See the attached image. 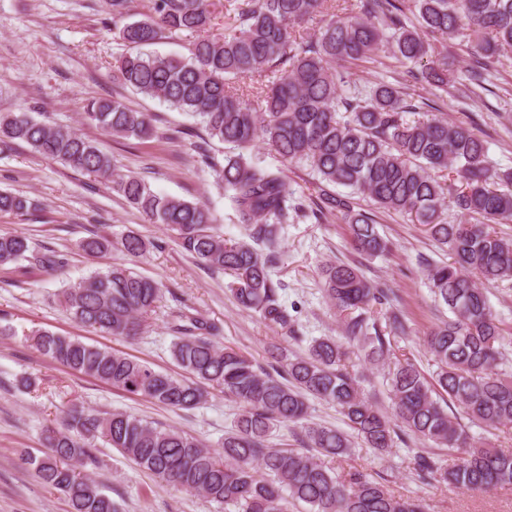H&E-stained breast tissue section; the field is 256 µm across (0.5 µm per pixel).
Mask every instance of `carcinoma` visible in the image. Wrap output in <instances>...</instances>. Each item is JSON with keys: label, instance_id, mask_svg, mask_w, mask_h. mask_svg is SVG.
Returning <instances> with one entry per match:
<instances>
[{"label": "carcinoma", "instance_id": "carcinoma-1", "mask_svg": "<svg viewBox=\"0 0 512 512\" xmlns=\"http://www.w3.org/2000/svg\"><path fill=\"white\" fill-rule=\"evenodd\" d=\"M130 2L109 0L119 37L133 48L119 58L112 78L196 119L209 139L233 146L221 168L224 193L246 236L264 247L224 238L206 204L156 193L138 176L117 173L96 141L72 129L48 126L25 112L1 113V143L24 142L94 177L151 223L172 231L197 262L230 276L242 308L286 328L292 316L271 269L278 260L273 225L288 223L292 192L281 173L250 159L260 137L281 158L311 168L322 208L342 215L359 253L378 256L389 245L373 218L354 209V195L424 226L448 251V261L427 264L424 274L450 317L426 333L436 365L429 376L408 358L391 360L390 337L406 334L397 314L384 316L386 334L375 323L376 307L390 304L394 293L373 287L355 265L322 268L325 297L344 316L346 336L362 344L365 361H393L387 372L391 417L363 396L343 344L331 337L311 340L303 356L280 355L272 374L243 353L216 346L217 324L181 314L187 323L176 327L171 346L183 371L177 377L77 337L34 329L28 339L43 356L130 395L191 410L213 389L240 408L224 433L223 452L216 454L184 432L73 403L60 423L43 428L44 454L27 459L36 476L69 499L71 512H120L95 480L76 471L94 463L92 441L101 437L159 480L235 512H288L295 503L308 512H426L420 499L396 497L355 467L340 473L325 464L326 457L351 456L352 442L349 434L308 419L309 400L317 398L335 404L353 433L380 455L391 451L399 428L448 449L446 464L416 457L424 480L466 489L512 486V451L476 441L442 404L448 400L489 429L512 425V374L502 369L501 328L487 296V287L512 281V239L494 229L512 223V170L493 168L487 145L469 129L420 116L423 107L398 85L381 81L350 91L340 72L386 52L417 64L431 49L427 33L470 44L475 60L468 80L482 88L491 68L512 52V0H343L346 17L336 14V0H224L219 36L211 33L214 0H153L151 12L131 22ZM318 16L322 25L310 35L307 24ZM165 35L189 38V55L140 51ZM452 75L445 59L412 77L446 86ZM83 120L112 137L147 140L155 133L149 114L119 99L90 101ZM434 170L450 171L459 185L439 181ZM331 186L350 194L333 193ZM30 207L27 197L0 191V214L23 215ZM447 209L472 222L448 221ZM292 210L307 217L300 207ZM121 245L138 256L149 242L128 234ZM111 247L101 235L80 242L90 256ZM21 263L52 273L67 259L1 232L0 268ZM58 297L83 326L134 340L155 311L161 288L149 277L111 267L67 285ZM290 423L301 425L305 448L270 447L273 429Z\"/></svg>", "mask_w": 512, "mask_h": 512}]
</instances>
